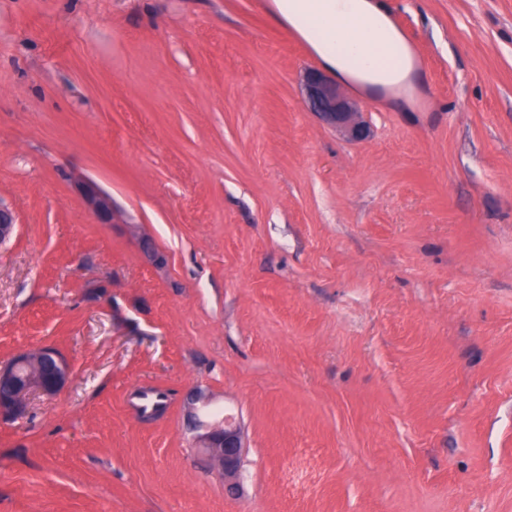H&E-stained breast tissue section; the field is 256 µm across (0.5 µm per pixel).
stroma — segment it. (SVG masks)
I'll return each instance as SVG.
<instances>
[{"instance_id": "obj_1", "label": "stroma", "mask_w": 512, "mask_h": 512, "mask_svg": "<svg viewBox=\"0 0 512 512\" xmlns=\"http://www.w3.org/2000/svg\"><path fill=\"white\" fill-rule=\"evenodd\" d=\"M390 4L421 78L343 82L350 141L273 0H0V365L70 367L0 421V512H512V0ZM302 85L313 111L328 125L353 141L367 136L366 125L358 120V104L349 99L335 81L322 72L308 70ZM77 189L87 209L101 224H120V214L115 208L112 197L91 179L77 181ZM200 400V396H195L191 403L188 402L187 425L197 432L198 447L207 457L218 462L224 473L225 487L230 491L236 490L243 453L240 427L233 423L231 416L212 415L207 420L203 419L194 406Z\"/></svg>"}]
</instances>
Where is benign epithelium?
I'll return each mask as SVG.
<instances>
[{"mask_svg":"<svg viewBox=\"0 0 512 512\" xmlns=\"http://www.w3.org/2000/svg\"><path fill=\"white\" fill-rule=\"evenodd\" d=\"M303 88L313 109L328 125L336 128L353 141L367 136L366 125L358 120V104L349 99L325 74L308 70L304 74ZM77 189L87 209L101 224H117L120 214L115 208L112 197L91 179L77 181ZM17 218L13 211L0 207V243L10 238L14 232ZM69 374L66 361L49 348L34 352L21 353L9 364L0 367V384L13 383L5 394L0 393V418L17 420L26 413L25 400L32 392L47 395L58 393L65 385ZM201 397L191 399L187 406V425L197 432L198 447L205 455L218 462L224 473V485L233 491L237 487L242 453V435L240 427L229 416H211L203 419L196 402Z\"/></svg>","mask_w":512,"mask_h":512,"instance_id":"1","label":"benign epithelium"}]
</instances>
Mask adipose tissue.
<instances>
[{
	"label": "adipose tissue",
	"instance_id": "adipose-tissue-1",
	"mask_svg": "<svg viewBox=\"0 0 512 512\" xmlns=\"http://www.w3.org/2000/svg\"><path fill=\"white\" fill-rule=\"evenodd\" d=\"M275 7L338 74L387 83L390 63L402 50L375 0H275Z\"/></svg>",
	"mask_w": 512,
	"mask_h": 512
}]
</instances>
